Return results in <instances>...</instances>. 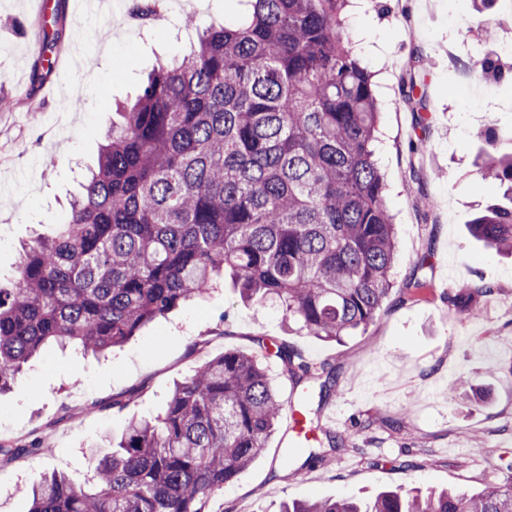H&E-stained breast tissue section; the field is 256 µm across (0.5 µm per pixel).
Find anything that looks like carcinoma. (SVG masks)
Masks as SVG:
<instances>
[{"label":"carcinoma","instance_id":"carcinoma-1","mask_svg":"<svg viewBox=\"0 0 512 512\" xmlns=\"http://www.w3.org/2000/svg\"><path fill=\"white\" fill-rule=\"evenodd\" d=\"M239 2V19L194 25L197 43L148 74L66 223L23 247L9 287L0 285V394L19 386L45 344L121 346L226 271L242 299L279 302L297 332L324 341L366 328L392 291L379 109L344 29L349 0ZM132 12L152 21L158 0H134ZM467 67L512 80L491 56ZM484 140L479 173L502 200L469 230L512 255V153L495 154L491 130ZM275 356L294 376L308 372L286 344ZM283 410L262 356L226 351L177 383L163 414L127 422L91 487L44 475L29 512H214ZM41 449L38 439L0 441V460ZM283 512H512V485L293 501Z\"/></svg>","mask_w":512,"mask_h":512}]
</instances>
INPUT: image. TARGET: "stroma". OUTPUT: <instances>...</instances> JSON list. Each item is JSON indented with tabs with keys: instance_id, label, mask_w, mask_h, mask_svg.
<instances>
[{
	"instance_id": "stroma-1",
	"label": "stroma",
	"mask_w": 512,
	"mask_h": 512,
	"mask_svg": "<svg viewBox=\"0 0 512 512\" xmlns=\"http://www.w3.org/2000/svg\"><path fill=\"white\" fill-rule=\"evenodd\" d=\"M169 25L147 30L128 15L91 17L75 0H0V279L15 271L21 246L53 234L70 212L118 109L133 104L157 60L180 53L179 24L234 20L237 0H172ZM346 27L363 64L376 74L382 107L378 159L397 224L395 287L374 322L343 342L290 330L274 304L243 303L231 281L144 326L107 356L51 345L15 391L0 395V439L41 438L44 451L0 465V512H27L33 481L64 473L85 485L104 434L120 440L130 417L162 413L175 383L227 350L251 352L257 338L297 348L312 377L309 452L288 453L277 430L263 454L224 488L221 512H281L295 500H369L390 489L450 488L476 493L512 485V257L468 232L497 201L476 160L478 133L499 132L512 153V85L468 81L466 61L483 54L512 64V20L471 0H355ZM38 36L39 51L30 38ZM88 40L86 61L71 44ZM426 97L419 124L403 95ZM80 107H73V100ZM427 288L417 293L409 282ZM486 285L471 316L448 306L449 290ZM336 383L320 392L318 380ZM464 380L466 396L448 385ZM131 392L125 411L114 395Z\"/></svg>"
}]
</instances>
